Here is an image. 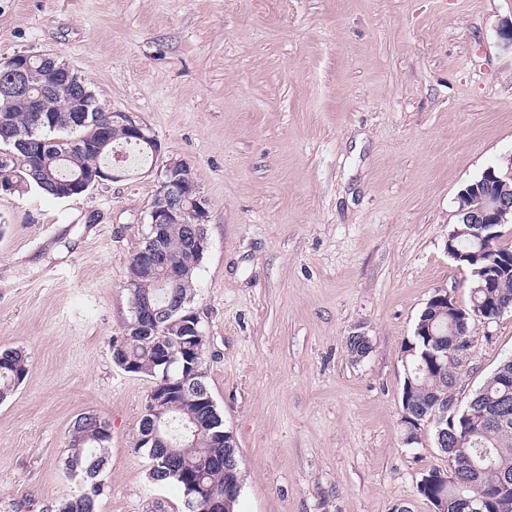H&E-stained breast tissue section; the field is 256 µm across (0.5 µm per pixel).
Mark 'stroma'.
Listing matches in <instances>:
<instances>
[{
  "label": "stroma",
  "instance_id": "obj_1",
  "mask_svg": "<svg viewBox=\"0 0 512 512\" xmlns=\"http://www.w3.org/2000/svg\"><path fill=\"white\" fill-rule=\"evenodd\" d=\"M512 0H0V60L55 54L162 145L69 199L0 194V348L29 356L0 403V512H52L74 419L111 441L98 512H185L136 447L153 387L112 360L127 269L169 160L209 201L189 308L207 387L236 439V512H430L447 467L406 444L403 347L440 289L457 194L512 164ZM362 333L360 360L346 347ZM466 401L512 356V311L473 320Z\"/></svg>",
  "mask_w": 512,
  "mask_h": 512
}]
</instances>
